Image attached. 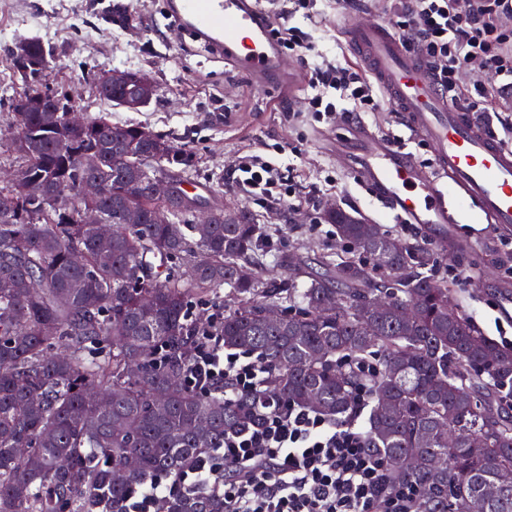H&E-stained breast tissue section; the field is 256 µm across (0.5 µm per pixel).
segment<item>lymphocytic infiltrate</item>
<instances>
[{"instance_id": "1", "label": "lymphocytic infiltrate", "mask_w": 512, "mask_h": 512, "mask_svg": "<svg viewBox=\"0 0 512 512\" xmlns=\"http://www.w3.org/2000/svg\"><path fill=\"white\" fill-rule=\"evenodd\" d=\"M311 0H284L272 32L285 50L308 48L309 36L291 26L294 11ZM386 12L396 31L433 69L436 81L457 104L484 95L468 88L462 67L470 65L491 78L512 77V0H388ZM319 93L309 106L320 118L334 116L323 93L334 89L352 100L356 111L378 109V94L365 71L334 60L314 68ZM237 184L261 204L299 197L301 183L257 157L239 162ZM222 315L199 327L186 374L197 392H223L225 401L254 396L256 419L224 436L222 448L200 457L174 481L158 478L132 490L124 512H157L172 493L223 500L224 512H418L413 487L390 481L386 462L367 449L358 420L365 409L357 395L343 421L309 408L286 404L264 393V366L249 352L225 350Z\"/></svg>"}]
</instances>
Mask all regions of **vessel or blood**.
Segmentation results:
<instances>
[{
  "mask_svg": "<svg viewBox=\"0 0 512 512\" xmlns=\"http://www.w3.org/2000/svg\"><path fill=\"white\" fill-rule=\"evenodd\" d=\"M166 17L254 85L302 82L301 69L283 67L285 50L262 0H166ZM342 32L390 111L433 149V168L425 171L392 136L368 133L359 141L356 179L371 185L389 212L430 228L436 240L460 224L512 231V147L449 100L389 23L348 19Z\"/></svg>",
  "mask_w": 512,
  "mask_h": 512,
  "instance_id": "obj_1",
  "label": "vessel or blood"
}]
</instances>
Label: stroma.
<instances>
[{
	"mask_svg": "<svg viewBox=\"0 0 512 512\" xmlns=\"http://www.w3.org/2000/svg\"><path fill=\"white\" fill-rule=\"evenodd\" d=\"M163 7L164 0H0V173L23 166L10 148L8 129L11 103L22 95L23 85L7 52L17 40L36 37L52 53L50 90L67 94L86 117L105 112L113 121L143 124L186 146L193 165L184 179L195 186L197 197L253 214L264 230L263 266L273 284L282 280L281 256L296 255L298 269L319 273L352 256V248L337 241L334 226L320 219L324 203L332 200L352 216L432 249L436 275L452 284L458 310L488 336L512 347V322L500 320L496 312L502 291L512 288V276L504 272L502 235L489 231L476 240L470 225L463 224L454 240L439 243L427 228L414 224L401 230L369 187L324 152L326 141L336 137L348 152H356L353 130L360 123L407 139L408 152L421 166L432 156L427 143L411 138L384 106L357 122L346 112L329 121L316 118L308 105L315 90L307 82L293 93L278 82L254 90L222 58L168 27ZM314 11V19L298 15L291 20L311 33L312 47L287 54L286 68L300 65L309 73L325 56L354 63L340 23L349 17L368 23L385 17L381 0H317ZM105 66L150 73L157 97L135 112L104 103L95 92L94 75ZM246 155L298 169L305 198L271 207L255 201L232 179L234 162Z\"/></svg>",
	"mask_w": 512,
	"mask_h": 512,
	"instance_id": "obj_1",
	"label": "stroma"
}]
</instances>
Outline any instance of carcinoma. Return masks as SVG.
Returning a JSON list of instances; mask_svg holds the SVG:
<instances>
[{
  "mask_svg": "<svg viewBox=\"0 0 512 512\" xmlns=\"http://www.w3.org/2000/svg\"><path fill=\"white\" fill-rule=\"evenodd\" d=\"M19 43L27 51L10 58L24 85L12 149L32 188L13 200L9 184L0 186V512H123L130 489L175 477L222 447L225 431L254 420L252 397L228 404L184 383L196 336L189 300L224 286L232 296L224 348L259 353L265 386L280 398L339 421L363 384L354 364L377 360L368 382L371 452L395 482L418 486V512H471L491 486L498 494L487 512H512V350L448 313V285L429 274L431 250H391L380 225L355 224L341 208L324 213L359 256L308 276L292 301L263 278V232L249 211L219 206L214 223L201 225L178 199L154 196L153 171L186 173V149L106 114L69 126V100L41 86L49 50L37 39ZM131 94L105 89L99 98L125 109ZM44 105L61 110L52 126ZM85 180L104 187L100 219L115 226L106 253L95 225L79 223ZM61 197L69 208L57 206ZM129 209L141 223H124ZM156 259L185 260L192 274L161 280ZM380 299L386 307L376 312ZM405 305L416 309L409 323L399 317ZM269 306L280 308V322H266ZM100 341L111 345L104 356L90 350ZM57 343L65 350L48 353ZM89 389L107 410L85 402ZM474 437L484 446L471 447ZM128 456L136 467L118 479ZM164 512H224V501L174 494Z\"/></svg>",
  "mask_w": 512,
  "mask_h": 512,
  "instance_id": "obj_1",
  "label": "carcinoma"
}]
</instances>
